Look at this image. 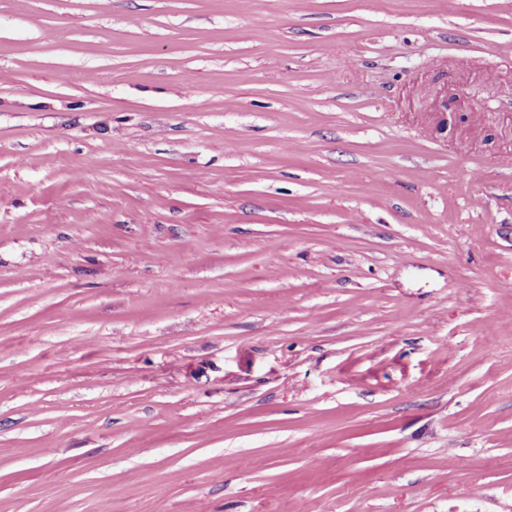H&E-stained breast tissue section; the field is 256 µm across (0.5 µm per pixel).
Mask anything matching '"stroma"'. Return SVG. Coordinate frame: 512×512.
Listing matches in <instances>:
<instances>
[{
    "instance_id": "stroma-1",
    "label": "stroma",
    "mask_w": 512,
    "mask_h": 512,
    "mask_svg": "<svg viewBox=\"0 0 512 512\" xmlns=\"http://www.w3.org/2000/svg\"><path fill=\"white\" fill-rule=\"evenodd\" d=\"M105 488L512 512V0H0V512Z\"/></svg>"
}]
</instances>
